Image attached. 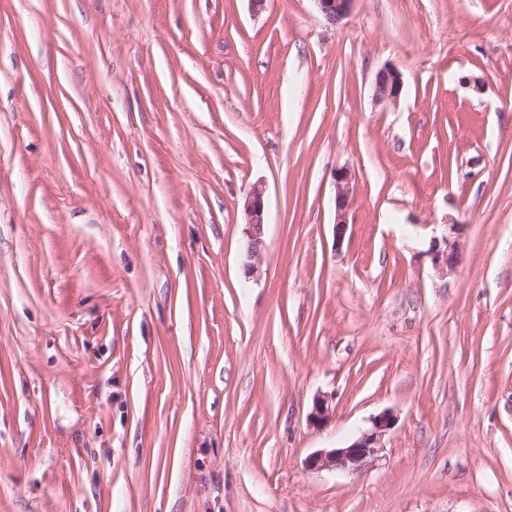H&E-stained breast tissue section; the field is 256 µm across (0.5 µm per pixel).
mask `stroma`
I'll list each match as a JSON object with an SVG mask.
<instances>
[{"label": "stroma", "mask_w": 512, "mask_h": 512, "mask_svg": "<svg viewBox=\"0 0 512 512\" xmlns=\"http://www.w3.org/2000/svg\"><path fill=\"white\" fill-rule=\"evenodd\" d=\"M0 512H512V0H0ZM322 17L331 25L345 18L352 10L355 0H313ZM403 87L402 74L395 67L380 68L374 80V97L379 102L396 103ZM336 189V244H342L348 228V213L352 204V179L351 170L341 167L336 168L332 174ZM245 234L248 239L247 260L244 264L246 278H254L259 272L261 259L260 246L263 244L265 234L266 199L265 187L254 184L246 195L244 201ZM461 225L457 222L447 224V236L444 238L445 249L437 248V244L433 248V263L438 267H446L452 269L456 266L460 249L459 234ZM333 415L331 401L327 396H318L313 404L312 411L308 415L309 425L316 429H322L330 422ZM394 424V417L383 412L374 417L371 428L344 447L315 453L305 460V468L310 471L334 469L348 473H360L372 464L380 448L382 439Z\"/></svg>", "instance_id": "35a3bbf8"}]
</instances>
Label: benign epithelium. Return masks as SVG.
<instances>
[{"label": "benign epithelium", "instance_id": "1", "mask_svg": "<svg viewBox=\"0 0 512 512\" xmlns=\"http://www.w3.org/2000/svg\"><path fill=\"white\" fill-rule=\"evenodd\" d=\"M322 17L331 25L345 18L352 10L355 0H314ZM403 78L394 67L380 68L374 80V97L379 102L396 103L400 99ZM333 181L336 189V244L345 239L348 228V213L352 204L351 170L341 167L334 170ZM245 234L248 239L247 260L244 264L245 277L257 276L261 259L260 246L265 234L266 199L265 187L255 184L244 201ZM461 225L453 222L447 225L444 238L445 249L433 248V263L438 267L451 269L456 266L460 249L459 234ZM333 415L331 401L326 396L315 399L308 415L309 425L322 429ZM394 424V417L384 412L374 417L371 428L344 447L315 453L305 460V468L310 471L334 469L348 473H360L372 464L382 448V439Z\"/></svg>", "mask_w": 512, "mask_h": 512}]
</instances>
